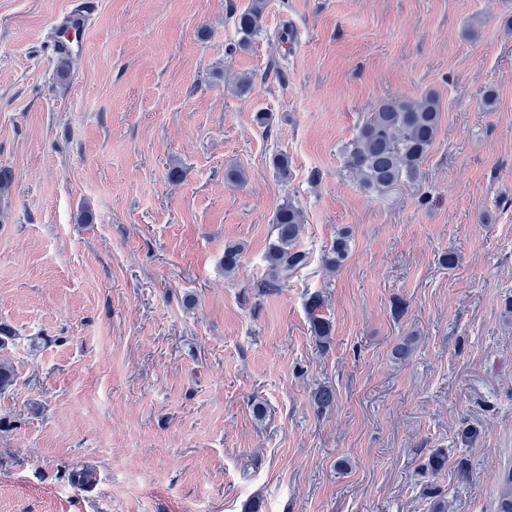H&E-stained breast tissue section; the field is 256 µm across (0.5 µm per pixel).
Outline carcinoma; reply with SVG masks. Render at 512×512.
Returning <instances> with one entry per match:
<instances>
[{
  "label": "carcinoma",
  "mask_w": 512,
  "mask_h": 512,
  "mask_svg": "<svg viewBox=\"0 0 512 512\" xmlns=\"http://www.w3.org/2000/svg\"><path fill=\"white\" fill-rule=\"evenodd\" d=\"M266 0H251L250 4L235 13L234 23L240 39L237 46L247 48L254 36L262 30ZM441 107L439 98L425 93L418 98L388 99L380 102L356 136L344 147L347 168L354 172L361 185L373 192H384L401 184L414 183L420 178L421 165L433 146L440 127ZM304 224V215L294 203L287 202L278 208L274 218L275 239L269 242L265 261V278L256 284V296L263 298L286 287L309 266V252L298 245ZM243 249L239 244L224 246V271L233 273L240 266ZM348 241L341 237L333 242L325 254L324 267L336 271L347 257ZM323 297L314 293L306 302L311 320V332L318 345L325 347L331 341L333 325L321 310ZM19 376L6 358H0V395L16 390ZM313 401L318 409L333 406L335 391L327 386L316 389ZM447 463L446 454L437 449L428 454L422 470L439 474ZM63 477L77 490L88 491L97 484L95 467L84 464L63 470ZM496 512H512V466L501 477Z\"/></svg>",
  "instance_id": "1"
}]
</instances>
